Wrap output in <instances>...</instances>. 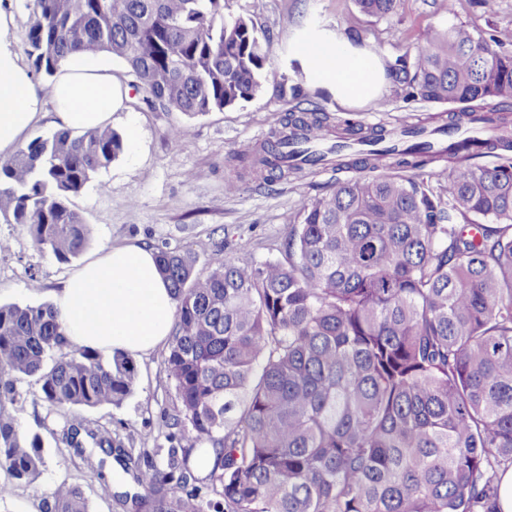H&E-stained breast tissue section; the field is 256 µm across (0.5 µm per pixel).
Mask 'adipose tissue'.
Listing matches in <instances>:
<instances>
[{
    "label": "adipose tissue",
    "mask_w": 512,
    "mask_h": 512,
    "mask_svg": "<svg viewBox=\"0 0 512 512\" xmlns=\"http://www.w3.org/2000/svg\"><path fill=\"white\" fill-rule=\"evenodd\" d=\"M0 15V155L15 151L38 121V95L18 62ZM300 68L316 87L343 105L376 99L388 77L382 62L347 39L310 38L295 51ZM104 56L76 53L67 58L52 88L56 127L81 133L110 124L122 104ZM68 339L104 354L145 356L170 337L175 301L157 253L143 244L114 248L85 261L54 296Z\"/></svg>",
    "instance_id": "adipose-tissue-1"
}]
</instances>
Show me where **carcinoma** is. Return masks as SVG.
<instances>
[{
  "instance_id": "1",
  "label": "carcinoma",
  "mask_w": 512,
  "mask_h": 512,
  "mask_svg": "<svg viewBox=\"0 0 512 512\" xmlns=\"http://www.w3.org/2000/svg\"><path fill=\"white\" fill-rule=\"evenodd\" d=\"M398 0H356L380 18ZM397 59L409 96L458 104L448 121L335 131L316 111L285 118L240 155L273 182L305 169L360 167L302 204L282 259H195L158 251L176 302L164 359L175 389L167 468L123 453L139 492L131 512H493L512 468V55L454 21ZM125 62L148 108L189 119L259 95L299 98L266 69L269 38L224 0H33L27 55L53 85L68 55ZM110 126L50 129L0 161V220L27 227L34 249L78 260L88 227L72 199L123 153ZM493 154L497 161L471 160ZM448 162L446 185L423 170ZM138 370L72 344L50 301L0 304V404L36 387L48 412L119 407ZM112 448V430L66 421L27 431L0 413V502L33 483L49 449ZM212 450L203 486L195 452ZM83 469L105 479L104 461ZM39 512H91L77 485L43 495Z\"/></svg>"
}]
</instances>
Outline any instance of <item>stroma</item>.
Here are the masks:
<instances>
[{
    "mask_svg": "<svg viewBox=\"0 0 512 512\" xmlns=\"http://www.w3.org/2000/svg\"><path fill=\"white\" fill-rule=\"evenodd\" d=\"M224 11L252 17L267 32L273 43L267 67L289 78L294 75V48L300 40L356 36L363 48L390 67L399 56L416 53L426 30L448 25L439 0H400L396 15L389 19L365 14L355 0H226ZM456 19L486 37L505 34L512 31V0H497L491 13L479 0H457ZM112 77L127 90L122 107L112 114V126L121 133L136 126L139 137L101 173L108 192L92 184L75 200L89 229L86 255L128 243L176 248L195 257L199 275L209 272L211 262L223 259L238 263L280 259L288 226L302 203L358 174L354 168H319L270 185L241 167L237 154L270 140L293 108L273 87L224 111L190 119L178 112L149 109L131 88L121 59H113ZM306 91L310 106L325 113L335 129L347 119L369 127L391 124L400 115L434 124L448 113L446 105L408 98L406 87L393 80L378 98L362 106L339 105L311 85ZM174 126L186 129L176 144L167 136ZM230 181L238 182L239 192L227 191ZM0 240L11 246L8 253L0 254L1 302L52 299L74 270L73 265L39 255L23 225L0 221ZM34 280L40 290L31 288ZM167 352L163 345L136 359L135 392L121 407L77 413L78 418L110 427L113 440L132 446L145 466L162 464L161 450L167 445L161 418L175 399L174 388L163 377ZM64 481L83 489L92 512H126L119 496L131 488L130 476H110L103 482L89 478L81 469L80 455L70 448L64 456H52L47 471L34 484L17 487L12 499L0 504V512H39L42 494Z\"/></svg>",
    "mask_w": 512,
    "mask_h": 512,
    "instance_id": "35a3bbf8",
    "label": "stroma"
}]
</instances>
